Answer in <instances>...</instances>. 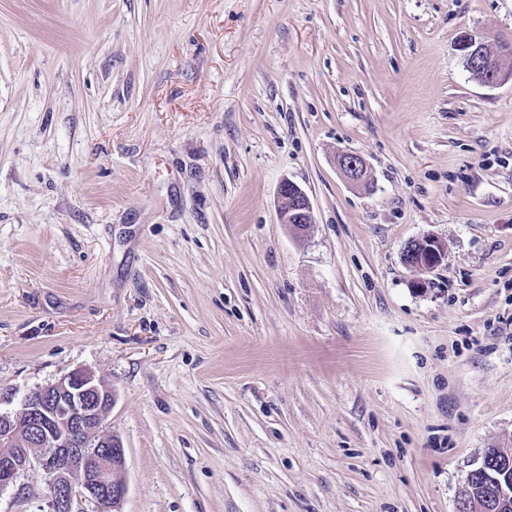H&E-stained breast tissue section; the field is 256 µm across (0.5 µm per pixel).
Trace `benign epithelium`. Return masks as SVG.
Listing matches in <instances>:
<instances>
[{
    "label": "benign epithelium",
    "mask_w": 512,
    "mask_h": 512,
    "mask_svg": "<svg viewBox=\"0 0 512 512\" xmlns=\"http://www.w3.org/2000/svg\"><path fill=\"white\" fill-rule=\"evenodd\" d=\"M458 49L482 82L496 85L512 76L492 66L485 36L465 33ZM337 165L349 183L367 182L361 157L342 154ZM277 203L279 223L293 235H305L313 223L307 192L286 179ZM444 258V246L433 236L403 251L404 262L417 270H430ZM112 403V388L93 372L77 369L29 391L16 412H0V492L37 468L46 485L39 512H119L128 486L123 444L107 431Z\"/></svg>",
    "instance_id": "1"
}]
</instances>
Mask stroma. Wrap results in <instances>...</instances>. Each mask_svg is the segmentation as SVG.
Instances as JSON below:
<instances>
[{
	"label": "stroma",
	"mask_w": 512,
	"mask_h": 512,
	"mask_svg": "<svg viewBox=\"0 0 512 512\" xmlns=\"http://www.w3.org/2000/svg\"><path fill=\"white\" fill-rule=\"evenodd\" d=\"M469 32L512 69V0H0V410L93 371L121 512H456L512 446V78ZM490 47V42L485 36L472 33L463 34L458 42V49L462 53L466 68L477 74L482 82L496 85L512 77V73L503 68L496 70L492 66V56L488 54ZM337 165L350 184L361 185L367 182L368 167L361 157L349 153L342 154L337 158ZM277 203L280 224H285L292 235L304 236L313 224V208L307 192L286 179L278 188ZM414 245L408 244L403 251L404 262L417 270H430L438 266L445 258V249L438 238L428 237L414 249Z\"/></svg>",
	"instance_id": "1"
}]
</instances>
